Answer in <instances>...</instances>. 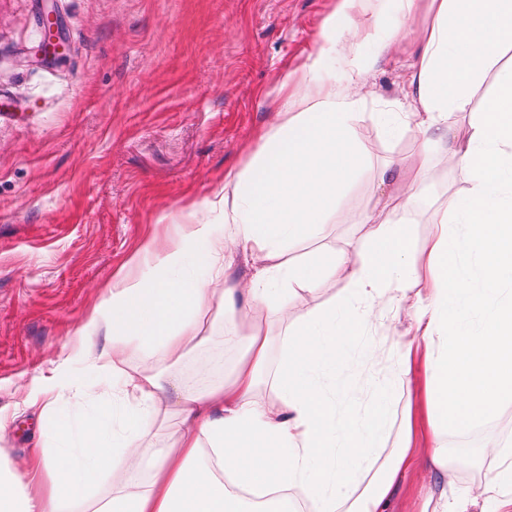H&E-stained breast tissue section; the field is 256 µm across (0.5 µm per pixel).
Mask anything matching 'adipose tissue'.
<instances>
[{"instance_id":"obj_1","label":"adipose tissue","mask_w":512,"mask_h":512,"mask_svg":"<svg viewBox=\"0 0 512 512\" xmlns=\"http://www.w3.org/2000/svg\"><path fill=\"white\" fill-rule=\"evenodd\" d=\"M360 0H340L328 15L320 46L295 84L309 87L280 112L275 129L203 207L162 216L165 249L146 242L112 275L96 304L72 332L52 382L31 386L26 401L39 408L49 446L19 465H0V512H68L87 500L89 485L112 477L111 495L91 512H385L384 504L413 455L414 420L404 414V439L388 457L379 449L395 415L393 396L423 378L424 410L432 438L427 464L438 484L420 512H453L448 472L453 461L438 438L493 418L512 398V66L501 69L492 93L466 130L454 116L468 112L470 91L502 50L512 48V0H400L403 19L425 16L423 51L403 77V96L379 119L387 132L415 130L417 150L380 169L387 187L381 209L357 221L368 248L310 252L288 260L286 247L321 237L335 208L367 163L351 135L358 74L342 92L327 71L343 35L337 18L351 19ZM472 177L470 193L437 209L425 255L411 249L403 219L426 169L437 155ZM208 218H201L200 210ZM462 234L451 235L449 218ZM235 239L256 255L247 287L227 282ZM478 268L483 288L466 284L464 260ZM343 275L352 288L340 306L305 308L289 317L284 293H316ZM386 300L403 307L422 346L395 354L396 370L375 381L365 407L344 409L342 391L325 385L344 355V340L364 336L365 310ZM224 322L252 321L239 337L243 354L227 376L192 387L180 367L204 338L212 311ZM276 314L280 331L257 324ZM483 313L477 332L463 324ZM143 366L131 369L129 357ZM162 364L164 372L153 369ZM102 389L105 398L81 425L62 422L57 402ZM147 445L133 470L120 465L124 449Z\"/></svg>"}]
</instances>
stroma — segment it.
I'll return each mask as SVG.
<instances>
[{"mask_svg":"<svg viewBox=\"0 0 512 512\" xmlns=\"http://www.w3.org/2000/svg\"><path fill=\"white\" fill-rule=\"evenodd\" d=\"M337 0H0V461L17 463L44 440L39 413L22 400L52 378L68 334L81 324L104 283L151 232L157 219L201 203L242 167L277 122L287 98L277 91L320 44ZM65 50L39 56L46 16ZM422 16L408 20L398 48L344 37L348 61L329 63L337 85L350 69L365 78L353 136L366 167L328 217L322 239L290 243L287 255L317 247L357 255L356 217L375 203L378 167L418 145L414 131L385 135L376 117L401 96L403 75L420 48ZM470 175L435 163L411 207L423 246L435 211L464 196ZM211 341L182 365L198 385L221 377L238 347L223 320ZM414 335L405 312L387 304L371 316L368 338L403 345ZM365 344L345 346L339 378L348 402L374 376L393 373L386 354L364 359ZM512 440V400L442 444L466 464L448 475V494L486 481L489 446ZM415 461L387 512H418L430 485L429 440L414 436Z\"/></svg>","mask_w":512,"mask_h":512,"instance_id":"1","label":"stroma"}]
</instances>
